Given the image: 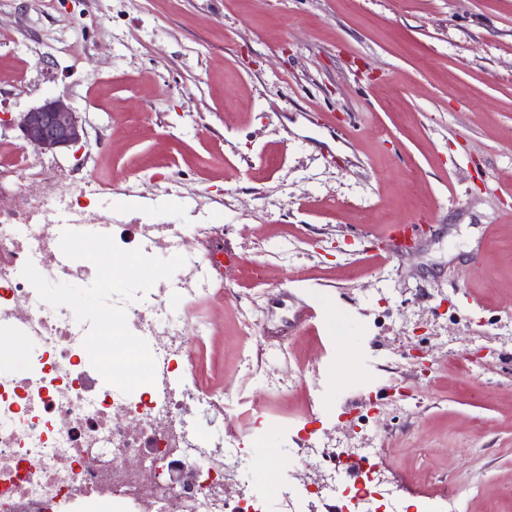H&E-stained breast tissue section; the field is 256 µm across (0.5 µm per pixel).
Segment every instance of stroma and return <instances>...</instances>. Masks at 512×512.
I'll use <instances>...</instances> for the list:
<instances>
[{
    "mask_svg": "<svg viewBox=\"0 0 512 512\" xmlns=\"http://www.w3.org/2000/svg\"><path fill=\"white\" fill-rule=\"evenodd\" d=\"M0 29V113L88 121L63 180L92 152L100 209L205 212L264 267L253 319L287 301L261 381L237 311L199 302L224 316L202 363L266 408L259 468L293 472L307 403L283 390L314 380L325 443L378 449L409 501L512 512V0H0ZM159 161L183 184L156 207ZM403 224L427 227L408 253ZM419 512H458L456 507L457 498L453 491L444 492H426L419 495Z\"/></svg>",
    "mask_w": 512,
    "mask_h": 512,
    "instance_id": "1",
    "label": "stroma"
}]
</instances>
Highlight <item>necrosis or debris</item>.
Here are the masks:
<instances>
[{"label": "necrosis or debris", "mask_w": 512, "mask_h": 512, "mask_svg": "<svg viewBox=\"0 0 512 512\" xmlns=\"http://www.w3.org/2000/svg\"><path fill=\"white\" fill-rule=\"evenodd\" d=\"M24 195L18 208L0 207V336L37 355H23L16 373L0 377V512H266L278 499L282 512H309L313 502H340L341 512H404L400 488L386 465L346 484L340 463L360 457L355 448H325L314 425L289 433L302 468L326 458L315 482L267 483L255 474L250 443L265 415L252 403L253 428L238 432L235 397L209 383L199 350L213 335L215 317L193 312L194 300L237 294L224 283V227L220 224L141 223L127 213L101 214L92 206L91 182L62 184L56 168L35 164L27 147L0 164V192ZM105 233L126 250L146 255L190 254L171 279L128 303L127 324L146 340L156 381L124 394L106 384L83 346L87 324L69 307L42 302L22 276L26 262L52 282L90 285V263L67 258L63 230ZM180 463L182 480L163 478ZM244 494L227 501L225 486Z\"/></svg>", "instance_id": "4bbe7bcc"}]
</instances>
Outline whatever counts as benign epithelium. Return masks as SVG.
<instances>
[{"label":"benign epithelium","instance_id":"obj_1","mask_svg":"<svg viewBox=\"0 0 512 512\" xmlns=\"http://www.w3.org/2000/svg\"><path fill=\"white\" fill-rule=\"evenodd\" d=\"M18 128L24 144L40 153H54L87 141L85 119L59 99H45L41 104L19 113L18 117H0V128Z\"/></svg>","mask_w":512,"mask_h":512}]
</instances>
